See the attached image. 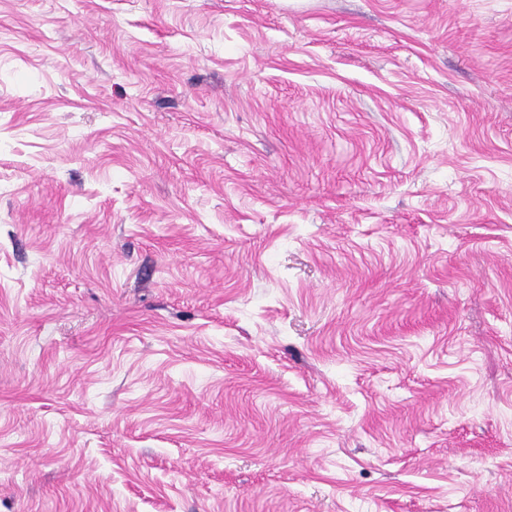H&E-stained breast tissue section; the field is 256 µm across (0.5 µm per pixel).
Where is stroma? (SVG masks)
<instances>
[{"label":"stroma","mask_w":512,"mask_h":512,"mask_svg":"<svg viewBox=\"0 0 512 512\" xmlns=\"http://www.w3.org/2000/svg\"><path fill=\"white\" fill-rule=\"evenodd\" d=\"M0 512H512V0H0Z\"/></svg>","instance_id":"1"}]
</instances>
